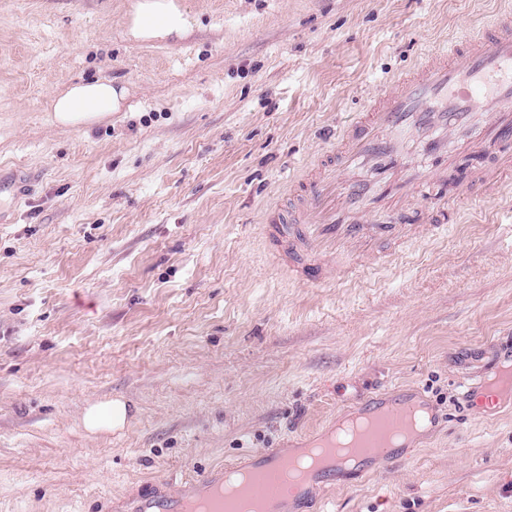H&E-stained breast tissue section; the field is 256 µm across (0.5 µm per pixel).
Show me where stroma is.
I'll return each instance as SVG.
<instances>
[{
	"label": "stroma",
	"instance_id": "1",
	"mask_svg": "<svg viewBox=\"0 0 512 512\" xmlns=\"http://www.w3.org/2000/svg\"><path fill=\"white\" fill-rule=\"evenodd\" d=\"M175 45L127 39L128 0H0V512H107L273 448L372 389L448 423L318 512H512V403L462 394L512 339V183L449 203L444 236L309 286L264 209L365 102L512 0H187ZM108 78L101 123L49 99ZM133 408L92 434L91 404ZM127 97L126 87L103 78L70 85L51 99L49 108L56 124L86 127L121 111Z\"/></svg>",
	"mask_w": 512,
	"mask_h": 512
}]
</instances>
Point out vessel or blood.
I'll return each instance as SVG.
<instances>
[{
	"label": "vessel or blood",
	"mask_w": 512,
	"mask_h": 512,
	"mask_svg": "<svg viewBox=\"0 0 512 512\" xmlns=\"http://www.w3.org/2000/svg\"><path fill=\"white\" fill-rule=\"evenodd\" d=\"M418 130L426 134V154L435 163L407 175L396 200H388L385 183L351 182L350 173L368 164L385 170L397 158L398 137ZM512 10L499 14L491 27L429 55L417 67L390 81L368 107L351 120L331 151L321 156L291 186L288 198L268 209L260 226L267 247L281 269L296 281L317 285L351 270L358 261L383 265L409 243L442 236L448 229V201L496 186L512 178ZM428 199L424 211L409 213V198ZM495 384L478 380L464 393L467 403L496 389L512 391V352L498 359ZM358 415L377 421L363 441L362 468L389 466L414 447L413 436L400 446L389 444L392 431L420 416L426 430L438 428L440 416L421 394L372 392ZM295 448H261L233 460L250 471V495L264 512H304L313 489L330 484L352 488L342 466L314 471L287 496L277 481ZM224 483L223 469L186 479L178 487L157 480L134 494L113 500V512H190Z\"/></svg>",
	"instance_id": "vessel-or-blood-1"
}]
</instances>
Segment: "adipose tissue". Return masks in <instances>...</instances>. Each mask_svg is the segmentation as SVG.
Instances as JSON below:
<instances>
[{
	"label": "adipose tissue",
	"instance_id": "ef3b65f1",
	"mask_svg": "<svg viewBox=\"0 0 512 512\" xmlns=\"http://www.w3.org/2000/svg\"><path fill=\"white\" fill-rule=\"evenodd\" d=\"M192 27L184 0H131L125 14V34L139 43H174L189 35ZM127 97L126 87L103 78L70 85L51 99L49 108L56 124L86 127L121 111ZM129 419L127 401L115 398L90 405L83 422L87 431L98 433L123 429Z\"/></svg>",
	"mask_w": 512,
	"mask_h": 512
}]
</instances>
